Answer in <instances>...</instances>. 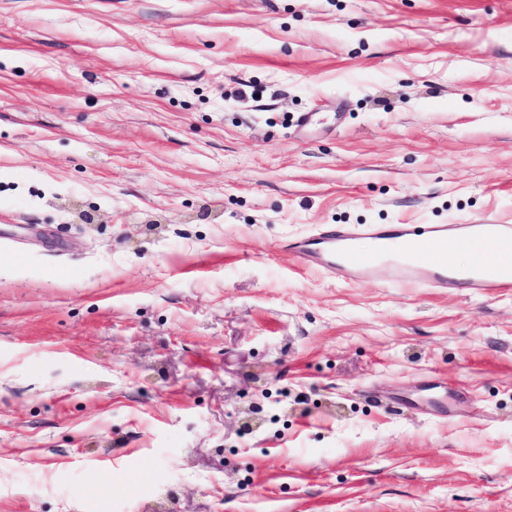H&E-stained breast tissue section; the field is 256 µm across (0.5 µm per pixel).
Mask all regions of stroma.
<instances>
[{"label": "stroma", "mask_w": 512, "mask_h": 512, "mask_svg": "<svg viewBox=\"0 0 512 512\" xmlns=\"http://www.w3.org/2000/svg\"><path fill=\"white\" fill-rule=\"evenodd\" d=\"M484 219L512 0H0V512H512V294L285 248Z\"/></svg>", "instance_id": "1"}]
</instances>
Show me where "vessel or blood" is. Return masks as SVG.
<instances>
[{
	"label": "vessel or blood",
	"mask_w": 512,
	"mask_h": 512,
	"mask_svg": "<svg viewBox=\"0 0 512 512\" xmlns=\"http://www.w3.org/2000/svg\"><path fill=\"white\" fill-rule=\"evenodd\" d=\"M365 236L361 242L343 227L326 225L312 236L289 241L287 247L304 267L343 278L373 275L392 283L481 295L512 292V269L501 270L492 252L498 241L512 238V224L375 225ZM475 240L485 249L472 270L459 274L442 263L449 246Z\"/></svg>",
	"instance_id": "b4317fda"
}]
</instances>
